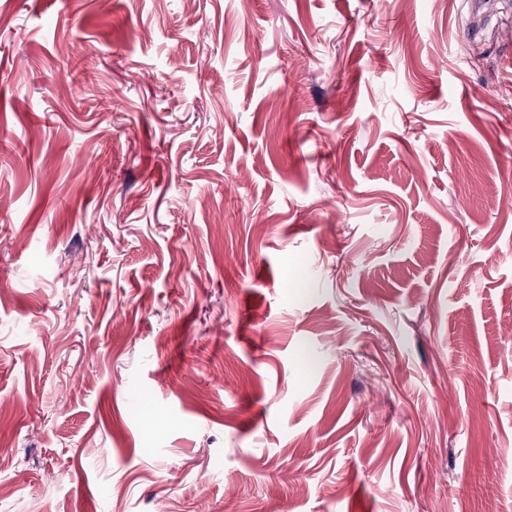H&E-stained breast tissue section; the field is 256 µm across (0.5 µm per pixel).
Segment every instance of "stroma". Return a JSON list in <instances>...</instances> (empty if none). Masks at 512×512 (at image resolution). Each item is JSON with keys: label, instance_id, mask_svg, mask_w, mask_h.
<instances>
[{"label": "stroma", "instance_id": "1", "mask_svg": "<svg viewBox=\"0 0 512 512\" xmlns=\"http://www.w3.org/2000/svg\"><path fill=\"white\" fill-rule=\"evenodd\" d=\"M0 512H512V7L0 0Z\"/></svg>", "mask_w": 512, "mask_h": 512}]
</instances>
